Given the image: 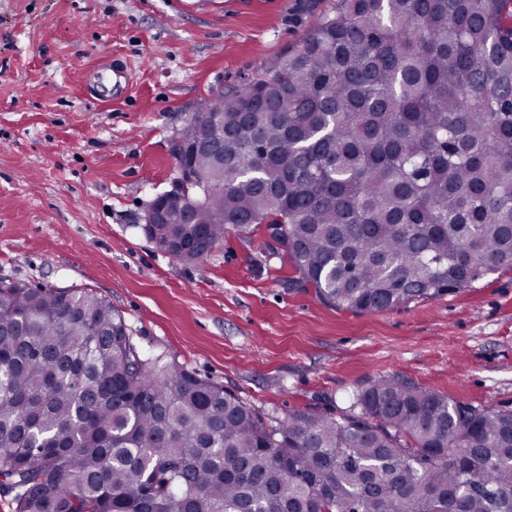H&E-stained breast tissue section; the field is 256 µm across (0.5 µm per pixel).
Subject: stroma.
<instances>
[{"instance_id":"1","label":"stroma","mask_w":512,"mask_h":512,"mask_svg":"<svg viewBox=\"0 0 512 512\" xmlns=\"http://www.w3.org/2000/svg\"><path fill=\"white\" fill-rule=\"evenodd\" d=\"M332 3L0 0V281L93 289L143 349L273 421L393 374L512 410V268L353 314L289 287L292 264L263 226L195 262L141 230L200 102L258 78ZM115 58L131 90L98 103L87 74Z\"/></svg>"}]
</instances>
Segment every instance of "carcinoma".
Segmentation results:
<instances>
[{
  "label": "carcinoma",
  "mask_w": 512,
  "mask_h": 512,
  "mask_svg": "<svg viewBox=\"0 0 512 512\" xmlns=\"http://www.w3.org/2000/svg\"><path fill=\"white\" fill-rule=\"evenodd\" d=\"M178 138L219 187L141 226L173 257L263 224L328 307L472 288L512 267V0H336ZM3 481L13 512H512V410L391 375L268 423L92 290L4 281Z\"/></svg>",
  "instance_id": "1"
}]
</instances>
